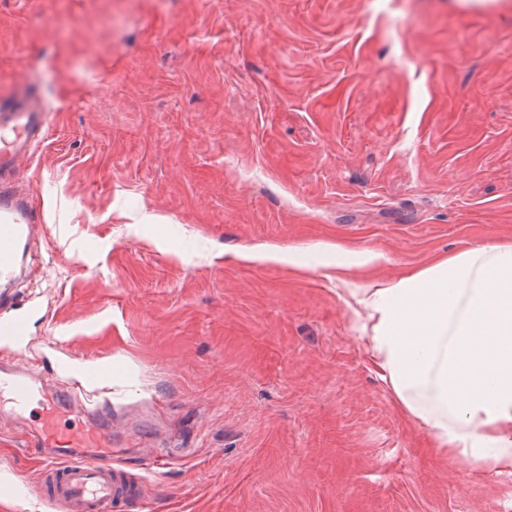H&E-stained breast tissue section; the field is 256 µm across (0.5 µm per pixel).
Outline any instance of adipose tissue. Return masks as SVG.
I'll use <instances>...</instances> for the list:
<instances>
[{
	"label": "adipose tissue",
	"instance_id": "obj_1",
	"mask_svg": "<svg viewBox=\"0 0 512 512\" xmlns=\"http://www.w3.org/2000/svg\"><path fill=\"white\" fill-rule=\"evenodd\" d=\"M368 361L436 447L512 469V245L349 289Z\"/></svg>",
	"mask_w": 512,
	"mask_h": 512
}]
</instances>
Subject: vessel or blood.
Returning a JSON list of instances; mask_svg holds the SVG:
<instances>
[{"label": "vessel or blood", "instance_id": "vessel-or-blood-1", "mask_svg": "<svg viewBox=\"0 0 512 512\" xmlns=\"http://www.w3.org/2000/svg\"><path fill=\"white\" fill-rule=\"evenodd\" d=\"M49 131L42 100L15 86L0 94V279H12L19 245L31 237L33 207L17 199L11 183L15 170L44 142ZM28 334V317L19 312L0 318V343L17 342ZM14 408L37 406L39 420L26 443L31 454L44 457L48 499L59 512H128L141 507V487L116 463L112 430L101 422L100 408H88L80 423L62 427L67 401L47 389L37 372L0 367V395Z\"/></svg>", "mask_w": 512, "mask_h": 512}]
</instances>
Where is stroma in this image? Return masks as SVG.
Masks as SVG:
<instances>
[{
    "mask_svg": "<svg viewBox=\"0 0 512 512\" xmlns=\"http://www.w3.org/2000/svg\"><path fill=\"white\" fill-rule=\"evenodd\" d=\"M19 82L50 113L14 177L40 260L0 318L150 507L512 512V471L398 407L345 293L512 244V0H0ZM327 244L381 260L339 284ZM272 248L295 264L239 258ZM36 423L0 410V512H55ZM28 334V317L18 312L11 317L0 318V343L18 342Z\"/></svg>",
    "mask_w": 512,
    "mask_h": 512,
    "instance_id": "obj_1",
    "label": "stroma"
}]
</instances>
